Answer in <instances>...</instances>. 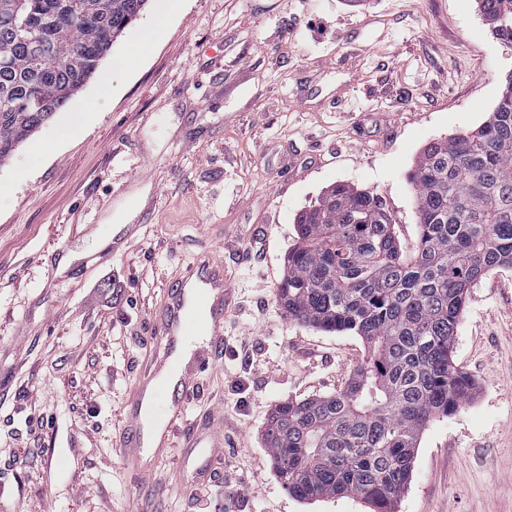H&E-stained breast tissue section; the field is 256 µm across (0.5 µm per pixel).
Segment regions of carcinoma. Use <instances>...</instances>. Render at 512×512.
<instances>
[{"instance_id":"cac0c4a2","label":"carcinoma","mask_w":512,"mask_h":512,"mask_svg":"<svg viewBox=\"0 0 512 512\" xmlns=\"http://www.w3.org/2000/svg\"><path fill=\"white\" fill-rule=\"evenodd\" d=\"M148 0H0V163L97 71ZM512 50V0H478ZM418 242L403 253L380 199L346 184L297 220L277 298L288 317L360 337L365 356L326 397L287 400L265 429L294 497L352 495L394 512L432 418L473 397L453 361L467 294L512 266V87L477 129L426 147L411 174Z\"/></svg>"}]
</instances>
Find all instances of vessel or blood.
<instances>
[{"label": "vessel or blood", "mask_w": 512, "mask_h": 512, "mask_svg": "<svg viewBox=\"0 0 512 512\" xmlns=\"http://www.w3.org/2000/svg\"><path fill=\"white\" fill-rule=\"evenodd\" d=\"M205 302L208 312L197 317L187 313L189 300ZM231 303L224 265L213 259L196 261L193 272L171 288L160 313L158 339L162 358L150 370L126 410L128 432L119 444V453L128 463L150 472L140 450L145 447L148 431L145 415H155L160 421L163 441H170L171 431L186 412L188 397L193 389V371L205 361L202 351H194L190 359L178 352L184 340L191 336L205 337L208 348L224 347V323Z\"/></svg>", "instance_id": "b4317fda"}]
</instances>
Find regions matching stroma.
Returning a JSON list of instances; mask_svg holds the SVG:
<instances>
[{
  "label": "stroma",
  "mask_w": 512,
  "mask_h": 512,
  "mask_svg": "<svg viewBox=\"0 0 512 512\" xmlns=\"http://www.w3.org/2000/svg\"><path fill=\"white\" fill-rule=\"evenodd\" d=\"M164 11V34L114 71ZM510 70L477 0H148L0 163V512H201L183 472L222 462L243 482L216 512H373L292 497L263 439L276 405L336 393L365 353L281 309L296 219L348 184L413 252L417 156L479 127ZM202 257L233 298L176 432L223 445L155 452L148 480L116 444L162 354L167 291ZM453 359L476 394L428 423L395 512H512V266L471 288Z\"/></svg>",
  "instance_id": "35a3bbf8"
}]
</instances>
